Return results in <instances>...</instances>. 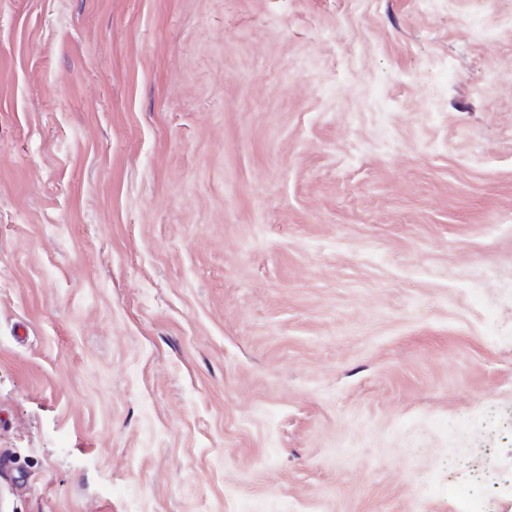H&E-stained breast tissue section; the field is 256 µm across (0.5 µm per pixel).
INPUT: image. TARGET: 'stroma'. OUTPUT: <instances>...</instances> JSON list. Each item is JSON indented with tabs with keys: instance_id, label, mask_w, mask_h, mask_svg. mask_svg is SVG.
I'll return each mask as SVG.
<instances>
[{
	"instance_id": "35a3bbf8",
	"label": "stroma",
	"mask_w": 512,
	"mask_h": 512,
	"mask_svg": "<svg viewBox=\"0 0 512 512\" xmlns=\"http://www.w3.org/2000/svg\"><path fill=\"white\" fill-rule=\"evenodd\" d=\"M512 512V0H0V512Z\"/></svg>"
}]
</instances>
